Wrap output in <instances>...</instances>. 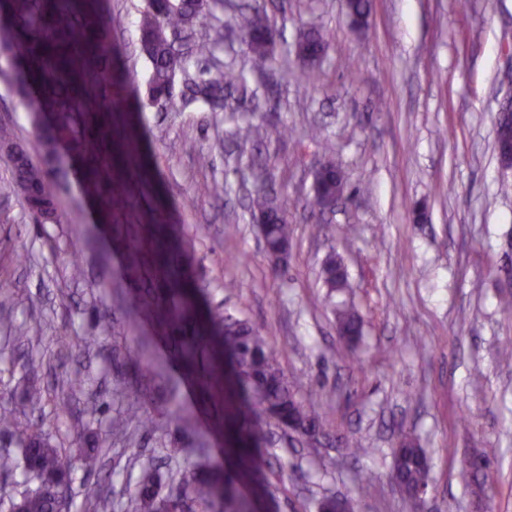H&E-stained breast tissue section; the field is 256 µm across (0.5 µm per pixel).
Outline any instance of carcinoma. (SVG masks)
I'll return each instance as SVG.
<instances>
[{
	"instance_id": "cac0c4a2",
	"label": "carcinoma",
	"mask_w": 512,
	"mask_h": 512,
	"mask_svg": "<svg viewBox=\"0 0 512 512\" xmlns=\"http://www.w3.org/2000/svg\"><path fill=\"white\" fill-rule=\"evenodd\" d=\"M103 0H0V25H5L10 50L17 61L13 89L34 123L43 149V160L34 161L13 141L7 128H0V146L10 151L12 178L0 192L20 197L31 217L39 224H59L61 215L52 175L57 151L66 149L80 165L81 192L85 199L101 200L106 219L126 208L123 196L108 192L104 178L107 164L99 153L98 140L90 125L99 112L130 107L131 94H115L112 88L113 45L110 41L112 16L100 10ZM221 0H146L138 21L140 53L149 63L147 96L152 102L171 101L177 75L191 72L183 83L181 102L185 107L207 105L213 112H254V91L242 71L224 70L216 52L224 42V25H211L209 35L193 40L189 54L177 53L170 33L190 37L199 19L214 16ZM353 24L368 28L371 0H346ZM241 39L251 57L255 73L273 62L274 26L259 10L247 4L234 17ZM327 47L325 35L316 28L300 33L295 53L307 69V78H318V64ZM317 175L322 194L331 198L346 192L342 169L332 159L320 163ZM254 213L268 221L272 249L288 251L293 230L282 206L264 186L256 187L252 198ZM110 231L124 247L121 275L139 283L126 312L132 321L149 319L155 328L151 336L137 338L134 358L141 373L161 376L165 365L152 355L154 343L163 340L188 372L216 398H224L225 440L238 459L235 472L194 469L182 473L175 487L163 489L157 470L141 469L138 488L127 504V512H257L253 497L243 487L253 481L255 469L264 463L259 452L265 447L279 419L298 423L312 431H323L321 417L298 399L285 377L279 352L270 347L267 337L245 320L217 315L203 299L201 290L186 272L190 257L175 224H113ZM84 247L97 254L107 266L112 256L101 249L95 228L83 234ZM321 277L329 292L348 288V277L341 260L329 255ZM338 331L345 343V356H357L356 345L362 335V321L355 305L343 302L334 308ZM61 348L72 345L93 349L95 336L77 340L54 337ZM43 398L37 371L24 380L22 399L37 409ZM0 429L18 442L20 458L0 456L1 471L23 467L38 480L35 489L11 503L10 512H58L63 491L69 489L75 457L91 472L99 469L102 449L98 444L79 449V455L57 448L38 433L32 421L8 408H0ZM408 446L392 469L410 486L428 484L430 470L422 467L425 449L413 446L414 438L402 435Z\"/></svg>"
}]
</instances>
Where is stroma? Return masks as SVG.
<instances>
[{"label": "stroma", "instance_id": "35a3bbf8", "mask_svg": "<svg viewBox=\"0 0 512 512\" xmlns=\"http://www.w3.org/2000/svg\"><path fill=\"white\" fill-rule=\"evenodd\" d=\"M279 38L272 70L255 76L261 112L255 125L288 134L234 142L224 113L198 105H150L113 113L127 126L139 158L113 163L114 193L126 200L116 224H179L193 255L191 274L210 306L248 320L281 355L297 397L314 403L330 440L311 453L282 433L265 450L261 474L269 494L260 512H318L324 497L348 495L355 512H412L389 481L400 432L425 448L432 482L422 512H512V169L495 149V121L512 99V0H373L369 27L358 33L346 0H256ZM112 41L125 61L119 77L145 88L138 18L144 0H110ZM328 34L318 81L297 79L294 45L304 29ZM12 60L0 63V124L13 127L32 158L37 132L13 93ZM319 138H311V129ZM252 156L278 201L288 205L294 237L285 264L273 265L249 210L253 180L239 156ZM334 158L347 193L334 211L312 207L314 173ZM223 181V200L207 192ZM60 224L36 226L21 199L0 196V280L12 304L0 321V407L37 420L62 446L77 436L98 439L103 465L75 468L68 512H87L88 491H100L98 512H126L142 466L185 470L231 464L219 433L224 415L169 361L166 379L142 378L130 363L136 336L108 284L120 256L101 268L83 251L78 225L99 219L100 202L83 200L77 180L58 191ZM336 231L317 237L312 225ZM348 272V294L329 293L320 267L329 253ZM27 255L26 264L11 260ZM80 257L84 275L71 276ZM351 299L364 319L362 364L340 357L334 303ZM115 330H98L102 317ZM97 336L94 349L58 353L57 336ZM33 355L45 390L38 410L21 399L24 363ZM192 414L182 428L176 409ZM148 414L144 433L131 422L112 434L117 413ZM362 441L350 456L345 438ZM187 456L168 461L170 448ZM473 465L470 483L458 471ZM372 476L364 496L357 478Z\"/></svg>", "mask_w": 512, "mask_h": 512}]
</instances>
